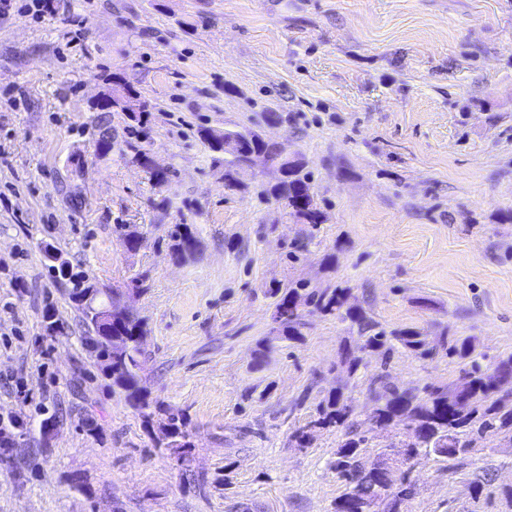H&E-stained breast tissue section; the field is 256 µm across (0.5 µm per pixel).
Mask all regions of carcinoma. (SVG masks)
I'll return each instance as SVG.
<instances>
[{
  "label": "carcinoma",
  "mask_w": 512,
  "mask_h": 512,
  "mask_svg": "<svg viewBox=\"0 0 512 512\" xmlns=\"http://www.w3.org/2000/svg\"><path fill=\"white\" fill-rule=\"evenodd\" d=\"M239 153L261 152L274 158L279 147L269 143H258L238 132ZM276 200L288 199L284 207L288 216L307 224L311 230L319 229L327 221L311 192V177L305 171V165L297 163L289 167L288 194L270 191ZM175 241L174 251L180 258L192 257L196 252V240L185 224L175 225L172 232ZM49 269L55 276L64 278L79 291L85 277L73 271V267L63 260L60 264H50ZM274 298L273 314L279 316L285 338L290 341L302 339L301 328L305 326L304 311L313 308L325 316L349 319L358 325L360 332L366 334L363 348L372 352L388 354L394 344L418 351L425 346L419 334L411 330L374 331V325L366 318L361 309L347 306L349 291L346 288H308L301 282L288 284L287 287L270 289ZM112 337L124 344L120 353L111 351L108 344L92 335L88 336L95 357L112 376V386L123 390L141 410L143 418L150 423L154 416V404L150 396L139 386L141 371L140 339L146 333L144 322L130 315L117 314L112 317ZM438 349L445 354L469 360L470 368L464 370L460 382L454 387L426 386L424 395L412 391H401L380 375L369 386V392L376 403L372 424L385 428L397 420L406 421L407 462L419 456L443 457L448 460L465 458L472 450L469 436L504 434L512 441V392H504L501 397L491 401L489 396L496 390L490 375L483 371L481 364L473 358L474 349L467 338L443 334ZM362 359L349 347L341 350L340 364L349 375H354ZM353 407L340 390L328 395L317 408V417L294 428L292 438L299 448H307L312 442L308 429L316 426L320 429L342 428L343 438L338 443L336 458L331 468L345 485V491L336 497L334 512H363L365 503L379 499L382 512H410L409 501L413 490L408 475L404 472L396 478L372 468L364 459L368 438L359 430L351 417ZM161 421L162 444L167 448L191 447L189 421L184 411L179 409L163 410Z\"/></svg>",
  "instance_id": "1"
}]
</instances>
